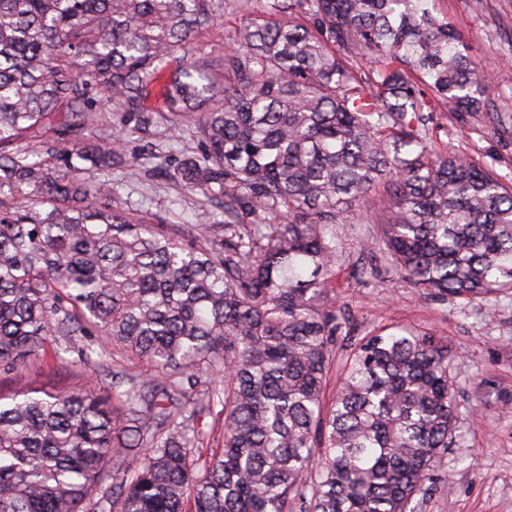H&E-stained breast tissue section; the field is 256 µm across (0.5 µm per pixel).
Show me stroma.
Here are the masks:
<instances>
[{
  "mask_svg": "<svg viewBox=\"0 0 512 512\" xmlns=\"http://www.w3.org/2000/svg\"><path fill=\"white\" fill-rule=\"evenodd\" d=\"M466 41L471 59L497 84L487 111L471 117L438 115V144L492 165L512 180V0H435ZM157 155H190L199 143L189 123L162 125ZM131 165L113 170L115 195L149 221L200 224L198 196L182 185L151 176L154 158L140 141L126 145ZM336 254V303L345 310L349 336L338 340L344 357L350 340L385 326L419 329L447 340L456 429L434 460L431 479L416 496L413 512H512V292L470 303L426 297L398 285L379 258L374 224H341ZM83 370L46 351L21 372L0 376V394L29 388L68 389L92 385Z\"/></svg>",
  "mask_w": 512,
  "mask_h": 512,
  "instance_id": "1",
  "label": "stroma"
}]
</instances>
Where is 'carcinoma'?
Returning <instances> with one entry per match:
<instances>
[{
	"mask_svg": "<svg viewBox=\"0 0 512 512\" xmlns=\"http://www.w3.org/2000/svg\"><path fill=\"white\" fill-rule=\"evenodd\" d=\"M225 5L0 0V373L50 345L114 380L0 395V512H412L448 448L446 340L336 361V225L374 219L400 285L511 292L512 185L433 141L492 80L433 0H240L222 67L189 61ZM182 120L201 148L162 173L222 224H152L105 180Z\"/></svg>",
	"mask_w": 512,
	"mask_h": 512,
	"instance_id": "carcinoma-1",
	"label": "carcinoma"
}]
</instances>
